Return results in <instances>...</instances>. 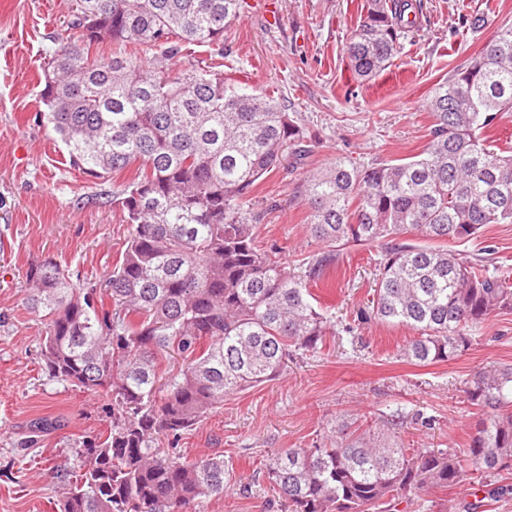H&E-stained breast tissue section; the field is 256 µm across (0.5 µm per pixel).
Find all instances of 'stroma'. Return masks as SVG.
Listing matches in <instances>:
<instances>
[{"label": "stroma", "instance_id": "35a3bbf8", "mask_svg": "<svg viewBox=\"0 0 512 512\" xmlns=\"http://www.w3.org/2000/svg\"><path fill=\"white\" fill-rule=\"evenodd\" d=\"M366 0H244L224 33V55L207 47L184 61L219 66L225 75L277 97L306 135L303 165L286 160L247 196L258 206L255 244L297 267L322 250L307 231L311 209L303 192L310 171L336 158L360 165L414 156L429 140L426 104L449 72L481 51L499 28L512 26V0H421L414 30L393 64L369 81L354 79L345 46ZM72 0H0V512H54L62 492L57 473L82 465L85 437L106 431L110 399L50 377L43 368L44 323L25 303L29 265L53 258L81 281L115 267L129 234L113 204L134 175L125 169L96 179L70 169L67 148L43 119V67L55 51ZM488 18L471 29L467 20ZM470 261L512 276V224H489L477 238L453 243ZM377 247L344 253L337 267L311 284L312 303L328 320L321 353L290 357L276 380L225 398L222 407L185 433L181 459L221 455L233 468L231 489L202 512H281L260 469L272 453L321 441L341 416L402 422L408 448H439L466 460L484 411L471 406L465 383L493 364H512V310L476 324L472 345L453 360L419 366L399 349L411 329L362 323L375 289ZM39 418L57 429L25 447ZM431 426H423V419ZM474 470L463 481L408 503L403 512H512V495L493 498Z\"/></svg>", "mask_w": 512, "mask_h": 512}]
</instances>
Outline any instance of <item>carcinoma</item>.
<instances>
[{
  "label": "carcinoma",
  "mask_w": 512,
  "mask_h": 512,
  "mask_svg": "<svg viewBox=\"0 0 512 512\" xmlns=\"http://www.w3.org/2000/svg\"><path fill=\"white\" fill-rule=\"evenodd\" d=\"M242 0H73L67 34L44 74L43 118L69 166L97 179L139 164L115 198L129 236L106 277L75 282L51 259L26 272L29 308L45 321L50 377L112 399L109 430L82 442L58 512H199L228 492L222 455L182 461L177 448L224 398L279 377L291 353L322 351L327 318L309 284L342 251L379 245L371 314L416 333L401 358L447 362L472 327L512 310V287L448 242L512 223V155L485 133L512 110V27L439 83L424 150L407 162L338 158L309 173V233L323 251L295 272L255 246L249 190L304 153L303 129L274 97L224 72L166 61L220 46ZM417 0H368L346 52L370 79L402 48ZM110 42L121 51L89 53ZM161 57L142 60L147 51ZM416 236L419 244L409 240ZM467 401L489 414L468 450L486 478L512 470V365L476 372ZM402 424H331L326 441L271 458L263 478L285 512H398L412 496L460 483L450 453L404 448Z\"/></svg>",
  "instance_id": "1"
}]
</instances>
